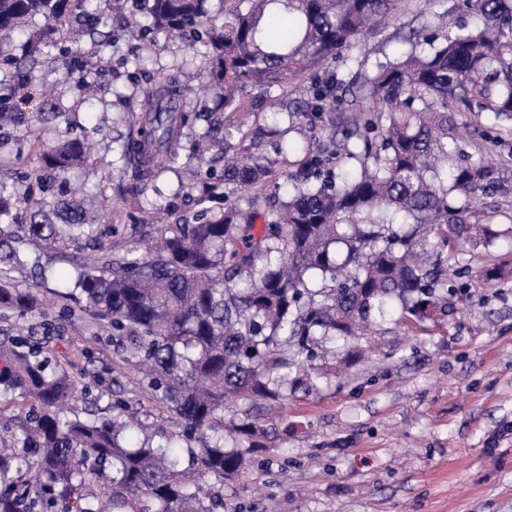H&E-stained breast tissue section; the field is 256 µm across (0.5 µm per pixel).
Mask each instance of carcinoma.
<instances>
[{
  "instance_id": "1",
  "label": "carcinoma",
  "mask_w": 512,
  "mask_h": 512,
  "mask_svg": "<svg viewBox=\"0 0 512 512\" xmlns=\"http://www.w3.org/2000/svg\"><path fill=\"white\" fill-rule=\"evenodd\" d=\"M209 0H0V51L26 36L25 54L0 94V126L13 93L40 80L48 49L64 40L65 18L81 17L94 50L65 47L71 77L91 58H103L112 35L99 25L115 20L148 51L152 35L199 41L205 48L201 88L221 89L218 112L185 108L187 84L173 71L141 89L136 134L123 145L122 171L141 214L156 205L147 192L184 142L205 171L180 193L200 191L204 207L157 229L154 248L140 252L137 225H113L102 240L98 216L76 198L49 199L46 180L65 179L87 160L86 142L70 138L44 145L53 112L31 120L37 167L20 171L21 158H0V311L46 314L29 288L13 284L28 272L22 256L91 247L75 260L73 288L60 293L85 302L125 363L143 370L145 389L185 428L184 448L126 442L134 421L118 402L112 416L85 419L72 402L92 390L79 386L47 341L25 335L0 338V410L21 401L18 414L0 420V512H216L224 508V479L239 474L258 447L257 422L234 425L239 442L224 439V406L278 403L300 389L317 388L314 360L350 352L357 336L399 312L407 325L448 311V263L443 252L500 237L471 202L499 186L498 166L460 156L452 114L512 116V0H464L480 20L476 30L442 41L423 30L398 58L349 83L334 76L313 91L308 111L288 131L320 124L321 139H295L274 129L275 151L297 156L278 171L257 152V137L224 113H253L247 89H287L351 50L364 51V33L386 26L399 0H224L217 23ZM292 15L282 46L267 35L269 5ZM41 19L26 31L33 18ZM350 88V107L336 90ZM351 169L332 176L333 161ZM222 164L216 173L215 164ZM29 181L24 203L4 194L7 181ZM253 188L242 205L217 195L219 182ZM288 200L263 211L260 202ZM436 234L437 243L427 241ZM192 470L211 484L188 479Z\"/></svg>"
}]
</instances>
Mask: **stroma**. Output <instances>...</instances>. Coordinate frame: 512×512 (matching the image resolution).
<instances>
[{"label": "stroma", "mask_w": 512, "mask_h": 512, "mask_svg": "<svg viewBox=\"0 0 512 512\" xmlns=\"http://www.w3.org/2000/svg\"><path fill=\"white\" fill-rule=\"evenodd\" d=\"M458 2L403 0L396 19L369 35L366 58L349 52L288 91H262L263 108L251 114L249 126L266 124L280 99H310L321 80H347L358 68L394 59L411 29L425 26L440 37L475 29L476 19ZM104 60V71L88 75L96 83L93 98H83L77 80L64 84L52 73L17 90L10 109L25 120L55 103L62 116L53 137L85 136L93 150L87 166L68 175L67 188L79 197L95 188L103 221L113 225L127 223L136 205L112 166L116 147L132 132L134 68L151 75L176 67L195 72L203 50L159 33L145 52L116 27ZM456 123L465 154L479 145L506 161L500 190L474 204L500 233L494 248L477 244L449 253L454 293L447 314L409 328L388 323L358 341L362 358L345 371H338L334 355L320 360L326 376L318 390L296 393L262 421L261 446L245 473L224 482V512H512V132L497 136L484 113H459ZM489 262L502 267L505 278L479 281ZM27 285L46 301L50 344L73 363L81 384H94L102 373L111 381L100 399L85 400V408L104 410L124 400L148 430L181 432L136 371L94 339L95 320L81 312L64 317L73 302L56 297L53 284L31 279Z\"/></svg>", "instance_id": "35a3bbf8"}]
</instances>
